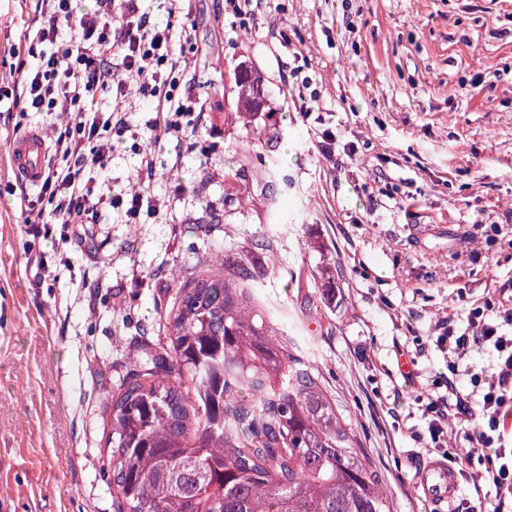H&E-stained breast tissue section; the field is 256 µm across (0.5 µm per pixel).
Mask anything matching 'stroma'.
<instances>
[{
    "label": "stroma",
    "instance_id": "stroma-1",
    "mask_svg": "<svg viewBox=\"0 0 512 512\" xmlns=\"http://www.w3.org/2000/svg\"><path fill=\"white\" fill-rule=\"evenodd\" d=\"M141 7L171 23L192 61L181 85L214 125L155 151L157 215L129 224L115 209L63 242L60 225L35 223L12 195L19 132L0 119V499L14 512H112L109 408L130 352L158 336L179 282L212 253L230 262L248 250L397 512H428L413 484L431 456L416 397L448 373L437 323L467 333L470 304L512 307V0ZM39 22L33 6L0 0V80ZM244 64L267 96L247 126L232 88ZM296 66L320 94L314 111ZM123 109L129 130L113 137L104 174L117 192L137 184L153 99L134 88ZM276 169L289 188L270 186ZM33 251L49 278H35Z\"/></svg>",
    "mask_w": 512,
    "mask_h": 512
}]
</instances>
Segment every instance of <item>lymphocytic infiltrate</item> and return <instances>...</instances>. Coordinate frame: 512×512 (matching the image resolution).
Listing matches in <instances>:
<instances>
[{
    "mask_svg": "<svg viewBox=\"0 0 512 512\" xmlns=\"http://www.w3.org/2000/svg\"><path fill=\"white\" fill-rule=\"evenodd\" d=\"M140 0H96V8L80 11L76 0H34L43 21L27 35L28 61L20 63L13 85L0 89V100L9 99L21 114L62 112L67 119L53 128L47 164L38 182L41 224H98L108 209H123L128 223L141 214H155L156 200L149 185L154 179L151 156L140 164L138 188L119 194L97 180L112 158L113 134L128 126L119 108L102 110L98 92L117 87L126 90V77L137 78L143 87L163 86L154 101L151 123L156 135L195 134L204 114L193 93L176 97L180 63L175 58L169 28L160 27L142 11ZM467 318L473 334L455 335L443 326L435 344L448 353L451 374L467 371L465 355L471 346L492 343L497 357L487 375H472V393L455 386L445 393L428 396L425 413L432 443L440 445L457 475L468 477L470 455L451 447L448 419L457 417L464 427L460 439L483 448H495L487 458L484 477L500 498L512 499V447L505 435L512 426V336L500 325L512 326V309L475 306Z\"/></svg>",
    "mask_w": 512,
    "mask_h": 512,
    "instance_id": "lymphocytic-infiltrate-1",
    "label": "lymphocytic infiltrate"
}]
</instances>
